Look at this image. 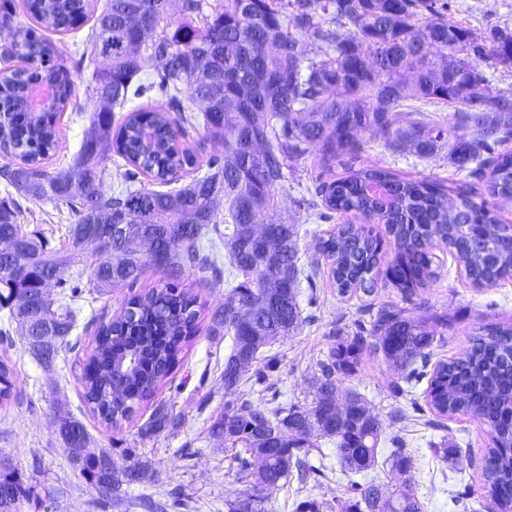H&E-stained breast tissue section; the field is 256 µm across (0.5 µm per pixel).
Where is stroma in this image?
<instances>
[{
    "mask_svg": "<svg viewBox=\"0 0 512 512\" xmlns=\"http://www.w3.org/2000/svg\"><path fill=\"white\" fill-rule=\"evenodd\" d=\"M455 19L469 28L475 36L486 35L494 27L512 29V0H449ZM91 66L75 73V104L59 119V147L46 162L47 168H59L69 162L81 142L91 131L90 109L95 100L91 81ZM361 146V160L369 165L392 168L418 178L444 182L463 179V172L452 164L447 149L428 158L409 151L394 152L376 141L370 130L356 133ZM319 150L288 164V186L277 191L278 215L288 219L300 230V255L303 263L315 260V245L319 238L340 224V217L322 221L316 218L312 206L303 204L311 176L319 166ZM15 203L17 222L23 231L42 230L62 245L64 228L74 217L67 208L56 207L49 201H33L23 197L14 187L0 180V201ZM438 275L430 286L412 296H403L391 284H379L374 295L353 298L338 296L328 273L318 274L313 285H302L299 303L307 317L297 331L266 346L265 352L278 356L279 365L269 374L267 384L281 390L285 399L309 403L311 381L325 359L334 332L351 333L356 320L368 317L371 308L395 304L412 316L425 311L447 313L448 328L437 333L431 363L465 355L471 339L486 324L512 321V277L487 288L473 287L447 248H431ZM167 278L159 272H147L135 288L125 286L94 299L80 303L78 321L70 339L77 349L67 361L59 362L54 370H45L29 353L17 325L7 322L0 310V329H8L9 343L0 342V351H7L15 363L14 384L24 396L23 403L0 406V455L13 459L25 485L31 486L32 498L25 502L23 512H39L37 500L45 492L59 498L58 512H98L92 503L91 491L73 471L53 422L62 417L80 421L86 428L93 447L108 448L116 466L145 464L160 470L164 486L153 488L155 497L168 490H181L189 501L187 512H227L226 501L235 499L244 485L238 480L231 463L230 452L209 438L208 418L222 409L233 395L224 388L220 372L230 351V337L209 335V314L224 304V291L213 287L205 273L187 270L181 275L185 286L191 287L205 305L199 318V336L189 349L183 364L173 376V388L159 390V399L172 406L183 418L179 430L161 435L151 441L141 440L137 422L107 429L85 409L80 396V360L89 349L90 332L86 325L92 314L114 313L132 292H144L163 287ZM401 374L382 356L362 354L355 372L342 378L341 393H360L369 408L382 423L385 439L379 444L383 462L371 477L383 493L399 488L401 480L391 471L384 459L392 446L389 436L399 435L413 458L412 491L422 504V512H492L480 479L477 461L489 442L488 428L471 418L433 419L431 411L414 412L412 397L422 396L428 388L420 383L413 395L399 392ZM456 445L470 465L455 470L453 463L441 462L434 454L435 445ZM190 447L191 458H184L183 447ZM348 478L340 471L329 472L321 486H302L289 478L282 487L261 490L263 512H294L296 502L312 500L318 512H338V501L347 497Z\"/></svg>",
    "mask_w": 512,
    "mask_h": 512,
    "instance_id": "1",
    "label": "stroma"
}]
</instances>
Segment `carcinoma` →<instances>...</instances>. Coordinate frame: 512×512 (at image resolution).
I'll use <instances>...</instances> for the list:
<instances>
[{
	"mask_svg": "<svg viewBox=\"0 0 512 512\" xmlns=\"http://www.w3.org/2000/svg\"><path fill=\"white\" fill-rule=\"evenodd\" d=\"M169 2L104 0L97 14L93 0H23L39 28L56 33L74 30L96 14L91 58H112L111 67L92 72L97 98L105 103L91 114L90 135L66 167L50 172L45 161L58 149V113L75 95L73 71L49 38L15 24L13 0H0V22L13 37L0 50L7 63L0 69V154L16 160L0 168V178L11 186L17 177L38 184L40 192L29 199L64 205L76 217L65 227L61 249L41 234L21 232L15 210L0 202V243L19 242L39 255L28 281L14 288L0 259V309L25 332L28 351L50 369L76 348L68 337L77 322L74 304L83 295L132 286L149 269L166 272L171 282L165 287L131 296L109 318L92 319L91 347L82 361L84 404L105 427L131 422L143 404L155 402L138 428L143 440L182 424L155 397L199 333L204 308L177 282L185 269L206 271L210 283L227 288L209 327L210 335L232 339L221 374L226 389L241 386L262 347L302 325L298 229L271 220L268 236L249 243L238 227L273 209L288 161L309 154L314 145L323 162L342 168L315 179V197L324 208L318 217L350 213L384 225L396 246L390 281L404 295L436 278L423 239L448 248L477 288L494 285L500 271L512 267L511 238L487 236L482 254L469 228L501 223L483 195H512V152L500 151L512 139V94L494 91L475 65L489 60L512 69V29H492L478 40L448 15L449 3L437 0H180L175 22ZM308 39L320 46L323 59L308 56ZM145 53L162 67L153 81L134 88ZM151 90L165 103L134 108L113 127L115 108L125 107L129 92L141 96ZM186 99L201 106L203 119V134L191 149L178 146V139L196 130L197 116L184 106ZM431 103L455 112L453 143L444 127L427 129L418 121L422 106ZM359 128L372 130L389 149L410 145L421 156L448 143L466 179L445 183L376 165L356 167L353 132ZM207 143L221 144V151L204 159ZM110 151L129 166V184L106 195L99 185ZM191 173L187 184L170 191L136 186L140 174L167 186ZM113 222L126 225L123 240L109 248L77 244L83 226ZM148 236L153 253L140 243ZM220 244L227 250L226 267L219 260ZM88 250L98 255L93 266L73 268V260ZM317 252L340 295L375 293L381 241L371 230L339 224L319 240ZM48 277L59 288L55 300L42 294ZM431 322L446 327L448 315L415 318L392 304L379 307L370 324L358 322L350 339L338 336L318 363L310 403L290 404L277 390L260 403L239 397L210 416V435L234 451L240 478H248L258 463L263 487L284 485L294 474L305 486L319 485L330 466L311 463L309 455L321 438L336 444L343 472L367 473L377 465L382 423L357 392L347 395V414H336L339 376L354 372L367 348L400 368L404 383L414 388L424 376L417 363L434 347ZM46 323L55 329V343L45 350L38 336ZM13 373L10 359L0 357V405L18 400ZM426 402L440 416L478 418L489 428L480 459L483 489L497 512H512V322L482 328L464 356L438 363ZM308 416L318 419L317 428L300 426ZM57 433L102 512L188 507L176 491L163 499L147 494L129 500L128 488L160 487L163 475L145 465L116 467L112 451L91 447L77 420L59 419ZM386 462L410 485L413 462L405 449H392ZM377 490L373 480L351 482L350 504L340 512H421L413 494L397 492L382 501ZM29 495L12 460L1 456L0 512H22ZM260 503L257 492L247 489L228 512H260Z\"/></svg>",
	"mask_w": 512,
	"mask_h": 512,
	"instance_id": "1",
	"label": "carcinoma"
}]
</instances>
